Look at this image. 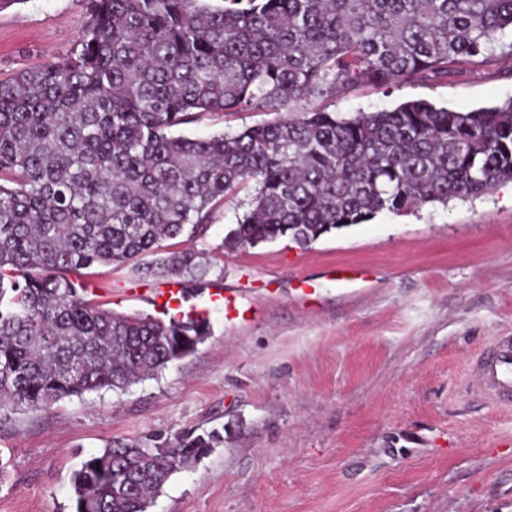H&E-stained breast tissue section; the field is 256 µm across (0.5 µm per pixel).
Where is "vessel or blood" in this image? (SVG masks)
<instances>
[{"label": "vessel or blood", "instance_id": "1", "mask_svg": "<svg viewBox=\"0 0 512 512\" xmlns=\"http://www.w3.org/2000/svg\"><path fill=\"white\" fill-rule=\"evenodd\" d=\"M470 383L491 402L512 406V336L496 337L486 345Z\"/></svg>", "mask_w": 512, "mask_h": 512}]
</instances>
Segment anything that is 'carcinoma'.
Returning a JSON list of instances; mask_svg holds the SVG:
<instances>
[{"label": "carcinoma", "instance_id": "cac0c4a2", "mask_svg": "<svg viewBox=\"0 0 512 512\" xmlns=\"http://www.w3.org/2000/svg\"><path fill=\"white\" fill-rule=\"evenodd\" d=\"M79 45L0 81V409L122 391L194 353L207 317L115 313L69 275L130 264L205 288L200 256H164L162 243L204 236L241 186L252 193L234 246L307 245L512 182V100H409L349 118L312 106L512 54V0H89ZM207 112L278 118L173 133ZM223 441L214 429L176 448L109 444L72 472L75 512H148Z\"/></svg>", "mask_w": 512, "mask_h": 512}]
</instances>
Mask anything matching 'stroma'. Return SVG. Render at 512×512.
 Segmentation results:
<instances>
[{
    "label": "stroma",
    "instance_id": "obj_1",
    "mask_svg": "<svg viewBox=\"0 0 512 512\" xmlns=\"http://www.w3.org/2000/svg\"><path fill=\"white\" fill-rule=\"evenodd\" d=\"M87 0H5L0 79L67 57ZM512 98V57L459 62L447 79L359 86L330 103L349 117L424 99L457 110ZM206 113L209 136L267 121ZM246 190L216 205L204 237L168 241L203 256L209 285L182 303L208 311L197 351L122 391L0 412V512H74L69 478L121 440L174 448L224 440L175 472L149 512H512V407L474 394L476 353L512 331V197L383 211L308 245L225 238ZM334 267L361 272L346 289ZM94 301L158 314L157 282L128 265L79 276Z\"/></svg>",
    "mask_w": 512,
    "mask_h": 512
}]
</instances>
